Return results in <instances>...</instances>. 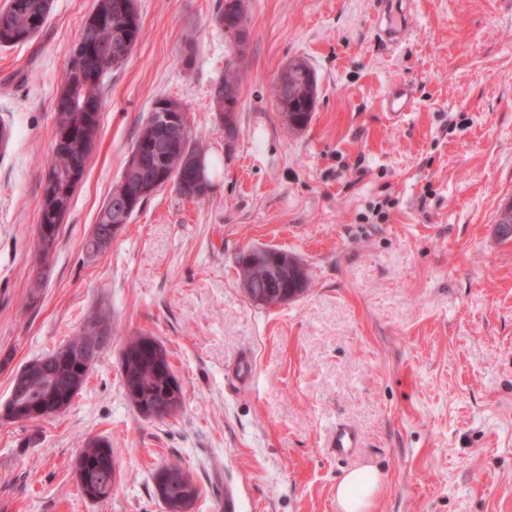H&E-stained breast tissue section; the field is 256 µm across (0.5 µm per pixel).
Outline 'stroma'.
Segmentation results:
<instances>
[{
    "instance_id": "stroma-1",
    "label": "stroma",
    "mask_w": 512,
    "mask_h": 512,
    "mask_svg": "<svg viewBox=\"0 0 512 512\" xmlns=\"http://www.w3.org/2000/svg\"><path fill=\"white\" fill-rule=\"evenodd\" d=\"M251 34L238 134L212 103L227 41L224 0H137L142 31L103 88L101 137L49 266L36 256L54 100L95 0H53L31 40L0 46V406L28 361L66 344L88 315L111 335L60 416L0 419V512H166L152 475L187 468L193 512H340L336 483L382 473L372 512H512V0H418L382 46L374 0H245ZM303 60L317 102L288 130L270 86ZM406 80L417 105L388 120ZM185 107L211 189L152 195L102 252L85 248L156 98ZM298 258L297 299L251 304L236 257ZM162 342L181 378L172 419L143 418L120 378L127 336ZM360 446L328 449L338 423ZM115 452L112 496L84 497V441ZM415 91L411 84L396 83L384 97L382 107L391 120H403L415 105Z\"/></svg>"
}]
</instances>
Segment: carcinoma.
I'll use <instances>...</instances> for the list:
<instances>
[{
  "mask_svg": "<svg viewBox=\"0 0 512 512\" xmlns=\"http://www.w3.org/2000/svg\"><path fill=\"white\" fill-rule=\"evenodd\" d=\"M53 7V0H8L0 11V45H12L30 40L44 27ZM216 24L227 28V32L248 29L244 0H224V7L215 17ZM141 21L137 0H96L95 6L84 21L69 59H81V69L65 70L62 88L56 99V123L51 150V159L45 169L40 224L43 240L38 245L41 260L55 248L60 225L68 213L74 190L83 178L93 146L99 135L100 114L104 106L102 82L93 77L101 66L97 57H86L87 43L108 45L119 35L125 40L119 49L112 52L109 69L123 65L131 56L141 35ZM228 56L222 77L213 87L212 100L216 111H224V99L239 102L241 90L240 71L248 53V47H238L232 38H227ZM288 83L276 80L272 94L278 110L290 128L295 124L307 125L316 104L317 83L314 72L302 61L290 63ZM185 107L169 98L154 101L151 113L139 130L131 153L143 159L141 169L131 175L134 181L148 180L161 173H169L168 184L180 196H185L184 183L191 166V158L202 151L192 143L191 135L178 141L174 151L163 159L152 146L170 133L164 117H179ZM270 262L276 272L257 269L250 265L246 252L237 257L236 264L244 281L253 284L252 295L265 293L268 281H274L272 297L286 302L302 295L308 283L304 266L288 253L279 249L270 250ZM110 336V327L104 316H89L83 331L57 351L27 362L14 376L11 394L17 404L4 406L5 417L25 421L18 406L32 402L42 396L50 383L64 387L72 381H81L89 370L83 367L82 358L97 357L98 352ZM140 337L132 336L124 346L131 353L121 358L120 375L126 397L140 415L147 419L164 421L176 416L168 411L169 389L160 372L161 365L171 366L169 353L159 341L149 351L137 349ZM115 465L114 450L104 437L89 438L74 462V474L88 472L97 475V480L80 486L81 493L89 500L102 502L112 496V468ZM165 474L176 475L173 482L165 481ZM154 494L168 512H192L200 496V489L190 474L179 464L160 466L153 474Z\"/></svg>",
  "mask_w": 512,
  "mask_h": 512,
  "instance_id": "cac0c4a2",
  "label": "carcinoma"
}]
</instances>
